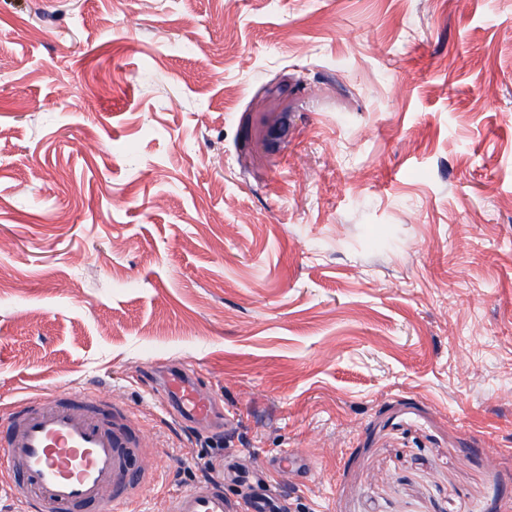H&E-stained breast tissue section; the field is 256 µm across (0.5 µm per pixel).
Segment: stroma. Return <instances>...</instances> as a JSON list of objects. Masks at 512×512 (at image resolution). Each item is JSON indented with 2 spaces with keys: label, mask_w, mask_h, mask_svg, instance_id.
<instances>
[{
  "label": "stroma",
  "mask_w": 512,
  "mask_h": 512,
  "mask_svg": "<svg viewBox=\"0 0 512 512\" xmlns=\"http://www.w3.org/2000/svg\"><path fill=\"white\" fill-rule=\"evenodd\" d=\"M76 387L133 512H512V0H0V414ZM170 412L185 422H207L214 413L212 401L201 393L192 375L176 368L168 379ZM277 502L270 493H259L240 509L224 498V486L209 482L177 492L169 500L168 512H275Z\"/></svg>",
  "instance_id": "stroma-1"
}]
</instances>
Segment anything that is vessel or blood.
I'll list each match as a JSON object with an SVG mask.
<instances>
[{
    "label": "vessel or blood",
    "instance_id": "b4317fda",
    "mask_svg": "<svg viewBox=\"0 0 512 512\" xmlns=\"http://www.w3.org/2000/svg\"><path fill=\"white\" fill-rule=\"evenodd\" d=\"M170 412L185 422H206L213 404L192 375L175 369L168 379ZM146 439L142 429L112 399L83 389L12 403L0 418V488L25 512H80L99 504L102 512H127L150 480L134 467ZM112 498L100 502L104 486ZM272 494L259 493L236 507L221 483L209 482L172 495L168 512H275Z\"/></svg>",
    "mask_w": 512,
    "mask_h": 512
}]
</instances>
